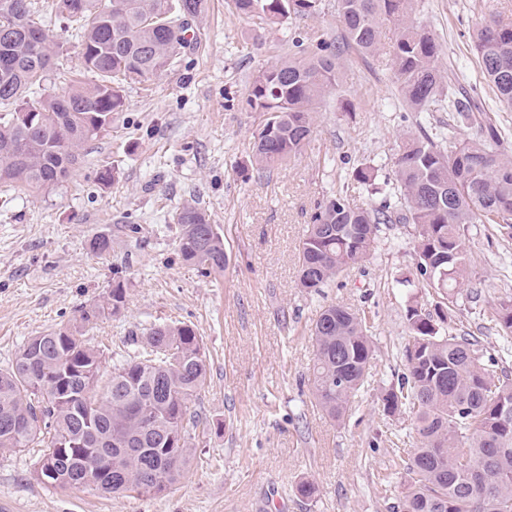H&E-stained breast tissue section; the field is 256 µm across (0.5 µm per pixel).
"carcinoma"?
Masks as SVG:
<instances>
[{
	"label": "carcinoma",
	"instance_id": "carcinoma-1",
	"mask_svg": "<svg viewBox=\"0 0 512 512\" xmlns=\"http://www.w3.org/2000/svg\"><path fill=\"white\" fill-rule=\"evenodd\" d=\"M416 0H336L345 44L291 36L288 54L258 71L248 90L251 111L265 114L254 132L251 166L266 170L299 155L318 103L339 87L343 46L368 57L381 49V27L397 29L391 55L406 106L428 112L442 100L469 117L473 104L439 67L438 40L415 18ZM246 17L281 24L319 15L323 0H234ZM57 17L80 26L79 67L96 75L61 96H31L46 80L62 45L33 17L31 0H0V185L31 193L68 179L85 143L112 129L123 111L126 84L166 73L191 45L186 37L205 0H55ZM474 50L486 83L512 108V22L483 18ZM486 122L473 137L450 136L446 153L424 132L406 137L395 158L404 220L414 225L416 281L407 320L412 340L404 372L382 395L390 415L413 414L415 448L404 462L398 512H512V374L485 355L478 341L453 334L458 288L469 282V226L493 224L512 237V156ZM388 215L333 196L307 225L299 252V285L327 287L370 255ZM175 248L203 275L228 264L224 233L193 202L173 215ZM124 284L80 310L79 328L31 337L11 367L0 371V448L39 441L46 453L37 474L60 489L120 496H159L187 472L195 449L187 425L191 402L207 377L202 337L184 323H158L130 341L137 356L104 376L102 354L79 329L120 313ZM501 336L512 338V298L490 312ZM317 404L341 420L364 387L374 356L366 318L348 307H323L312 329Z\"/></svg>",
	"mask_w": 512,
	"mask_h": 512
}]
</instances>
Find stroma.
I'll return each mask as SVG.
<instances>
[{
    "mask_svg": "<svg viewBox=\"0 0 512 512\" xmlns=\"http://www.w3.org/2000/svg\"><path fill=\"white\" fill-rule=\"evenodd\" d=\"M418 19L443 46L442 70L473 97L481 116L512 154V110L484 81L473 50L483 16L512 21V0H417ZM64 45L43 94L62 93L80 70L81 38L59 21L47 24ZM197 42L171 69L127 86L126 108L112 129L89 142L67 182L34 194L0 187V369L32 336L73 323L82 306L105 297L113 281L127 291L120 314L101 319L85 338L104 368L136 353L129 335L159 322L190 324L209 355L207 382L194 397L198 426L187 475L160 496L113 498L62 491L36 475L43 454L33 444L0 448V512H393L405 472L410 414L389 415L381 394L404 370L410 340L415 232L399 218L393 162L409 134L426 131L440 146L475 134L471 121L441 104L413 112L403 104L389 49L342 56L340 89L317 109L309 142L296 158L265 172L248 163L261 113L246 105L258 70L288 50L287 24L239 17L232 0H206L192 25ZM371 166L384 190L371 194L353 176ZM110 169L112 179L98 174ZM351 205L385 208L371 255L317 293L298 286L299 246L318 206L333 195ZM197 200L224 232L229 264L205 276L173 242V211ZM143 227L132 237L128 225ZM112 240L101 260L92 237ZM472 277L458 299V333L512 372V341L490 328L488 314L512 296V239L487 224L469 230ZM366 313L374 360L368 382L343 422L326 418L313 399L310 329L322 306ZM308 482L312 497L298 496Z\"/></svg>",
    "mask_w": 512,
    "mask_h": 512,
    "instance_id": "stroma-1",
    "label": "stroma"
}]
</instances>
